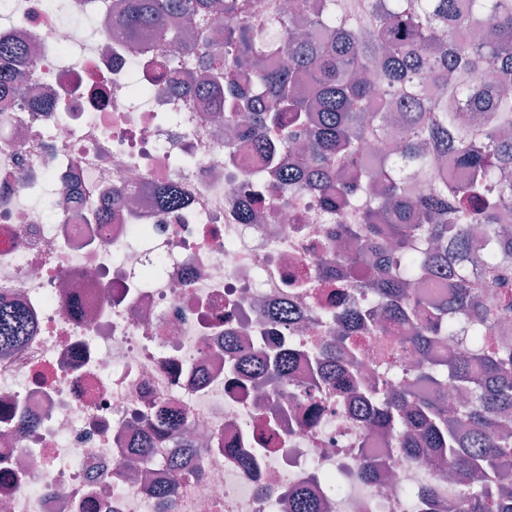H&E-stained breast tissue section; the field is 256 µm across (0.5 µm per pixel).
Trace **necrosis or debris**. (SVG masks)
<instances>
[{
    "label": "necrosis or debris",
    "mask_w": 512,
    "mask_h": 512,
    "mask_svg": "<svg viewBox=\"0 0 512 512\" xmlns=\"http://www.w3.org/2000/svg\"><path fill=\"white\" fill-rule=\"evenodd\" d=\"M114 2L0 0V37L35 52L25 104L0 119V301L35 319L0 355V512H288L295 485L339 473L346 494L326 512H404L405 487L447 472L401 461L335 390L311 426L296 392L308 359L276 387L225 381V332L246 352L327 335L287 278L312 274L332 222L312 192L267 178L252 143L225 156L210 94L152 78L154 56L180 73L194 58L133 52ZM164 186L177 205L159 203ZM276 301L299 319L273 323ZM156 405L184 423L149 448L136 414ZM369 459L379 481L358 476ZM164 483L178 487L167 508Z\"/></svg>",
    "instance_id": "1"
}]
</instances>
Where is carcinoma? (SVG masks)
<instances>
[{"label":"carcinoma","instance_id":"cac0c4a2","mask_svg":"<svg viewBox=\"0 0 512 512\" xmlns=\"http://www.w3.org/2000/svg\"><path fill=\"white\" fill-rule=\"evenodd\" d=\"M310 17L299 32L294 13L267 26L240 20V0H121L113 23L134 51L151 54L175 43L202 59L199 82L212 93L224 123H248L264 153L266 173L286 188L309 187L336 218V238L357 249L339 273L325 256L317 274L344 278L371 299L353 297L323 310L336 328L307 352L317 371L310 390L333 388L353 415L386 433L400 457L461 475L448 512H512V346L493 338L512 321V0H301ZM485 65L500 82L473 74ZM247 80L254 93L239 92ZM20 94L14 76H0V101ZM394 147L373 166L369 140ZM453 160L464 177L443 174ZM448 277V297L427 305L411 289L431 272ZM408 324V347L419 356L421 393L392 382L368 384L356 369L367 357L362 336H385ZM29 315L0 307V352L29 335ZM460 352L434 356L440 340ZM228 371L268 383L290 377L296 351L235 354L224 333ZM385 367L406 370L391 341L379 344ZM462 400L448 410V383ZM148 428L178 432L180 413L164 407L139 414ZM408 512H437L429 484L406 491ZM325 501L295 486L288 512H324Z\"/></svg>","mask_w":512,"mask_h":512}]
</instances>
